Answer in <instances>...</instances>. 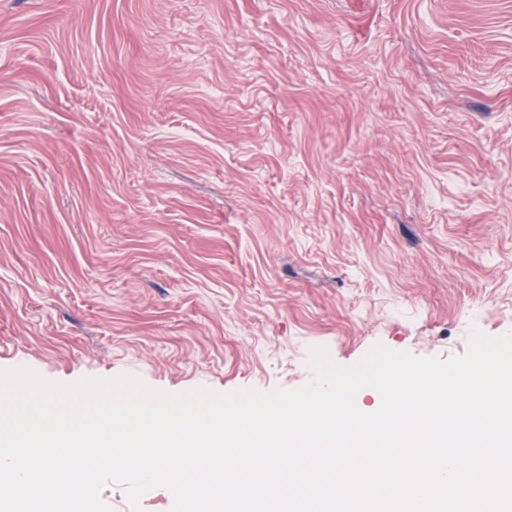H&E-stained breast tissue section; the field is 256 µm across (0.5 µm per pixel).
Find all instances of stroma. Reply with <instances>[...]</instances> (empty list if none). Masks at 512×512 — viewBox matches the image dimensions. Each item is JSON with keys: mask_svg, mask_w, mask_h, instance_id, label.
<instances>
[{"mask_svg": "<svg viewBox=\"0 0 512 512\" xmlns=\"http://www.w3.org/2000/svg\"><path fill=\"white\" fill-rule=\"evenodd\" d=\"M512 332V0H0V369L295 389Z\"/></svg>", "mask_w": 512, "mask_h": 512, "instance_id": "obj_1", "label": "stroma"}]
</instances>
